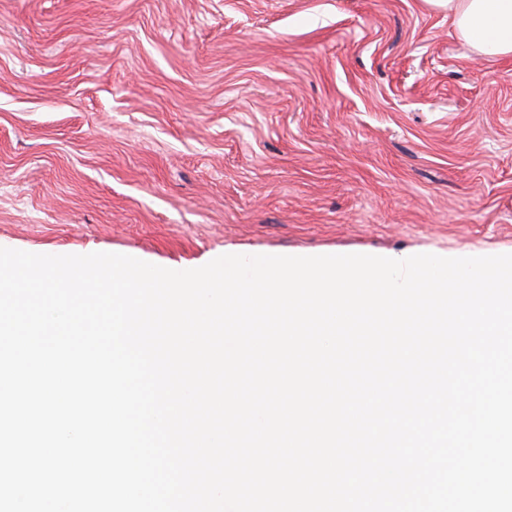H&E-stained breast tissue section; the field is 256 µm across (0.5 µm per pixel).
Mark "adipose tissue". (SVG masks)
Wrapping results in <instances>:
<instances>
[{"label":"adipose tissue","instance_id":"obj_1","mask_svg":"<svg viewBox=\"0 0 512 512\" xmlns=\"http://www.w3.org/2000/svg\"><path fill=\"white\" fill-rule=\"evenodd\" d=\"M457 35L481 55L512 56V0H444Z\"/></svg>","mask_w":512,"mask_h":512}]
</instances>
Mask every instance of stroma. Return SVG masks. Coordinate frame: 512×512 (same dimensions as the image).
<instances>
[{
	"label": "stroma",
	"instance_id": "35a3bbf8",
	"mask_svg": "<svg viewBox=\"0 0 512 512\" xmlns=\"http://www.w3.org/2000/svg\"><path fill=\"white\" fill-rule=\"evenodd\" d=\"M0 247L512 253V57L428 0H0Z\"/></svg>",
	"mask_w": 512,
	"mask_h": 512
}]
</instances>
